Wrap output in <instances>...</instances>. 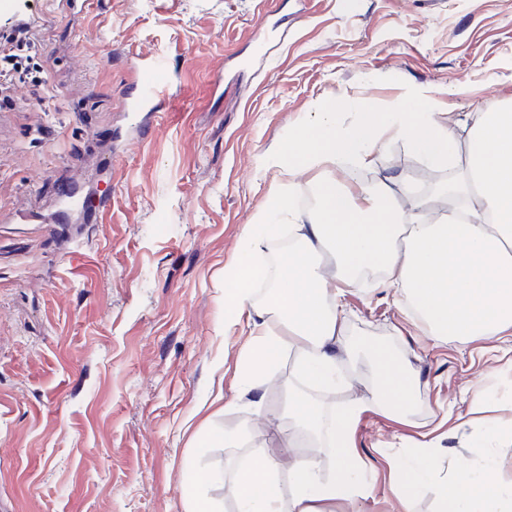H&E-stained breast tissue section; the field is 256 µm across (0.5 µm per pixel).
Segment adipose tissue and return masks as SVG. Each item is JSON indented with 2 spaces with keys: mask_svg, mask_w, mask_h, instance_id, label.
<instances>
[{
  "mask_svg": "<svg viewBox=\"0 0 512 512\" xmlns=\"http://www.w3.org/2000/svg\"><path fill=\"white\" fill-rule=\"evenodd\" d=\"M391 136L422 163L464 172V180L449 177L436 205L409 195L408 179L400 173L381 177L371 188L337 179L347 167L369 166ZM268 164L280 181L244 228L238 258L224 268V310L252 329L243 373L250 387L262 386L285 344L296 349L309 384L345 385L336 354V340L345 333L344 290L369 267L383 271V287L405 297L430 335L465 342L512 329V106L444 121L424 87L409 88L387 104L336 96ZM307 173L317 208L297 213L292 200L299 176ZM284 216L298 246L280 259V274L271 280L252 255ZM266 279L272 291L259 307L254 287ZM260 312L281 324V331L257 321ZM368 355L386 404L410 407L413 383L404 361L385 345L370 346ZM366 408L365 400H353L334 421L328 479L295 454L293 438L277 449H258L234 479L240 512H323V503L351 495V477L360 465L355 427ZM433 452L427 440L414 463L394 464L402 498L424 487ZM283 469L292 485L288 496L277 482ZM500 471V463H493L477 482L460 473L441 490L437 512H499V504L512 497V484H504Z\"/></svg>",
  "mask_w": 512,
  "mask_h": 512,
  "instance_id": "obj_1",
  "label": "adipose tissue"
}]
</instances>
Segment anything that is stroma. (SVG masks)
Instances as JSON below:
<instances>
[{
  "label": "stroma",
  "instance_id": "1",
  "mask_svg": "<svg viewBox=\"0 0 512 512\" xmlns=\"http://www.w3.org/2000/svg\"><path fill=\"white\" fill-rule=\"evenodd\" d=\"M27 2L46 81L0 95V209L18 215L0 223V512H186L197 484L233 512L242 460L296 434L288 392L303 385L285 347L248 390V332L224 322V267L275 185L267 156L332 96L426 84L454 113L512 105V0ZM262 14L275 28L258 47ZM144 57L168 81L141 128L124 104ZM421 170L394 139L362 178L438 188ZM65 181L82 206H62ZM344 303L346 341L406 355L414 400L359 416L355 494L325 512H436L460 464L483 475L512 456L497 435L512 421V331L435 339L374 275ZM341 367L353 389L314 395L328 417L379 387L369 357ZM219 392L230 409L205 407ZM428 432L436 470L405 507L390 460ZM215 433L245 444L212 446Z\"/></svg>",
  "mask_w": 512,
  "mask_h": 512
}]
</instances>
